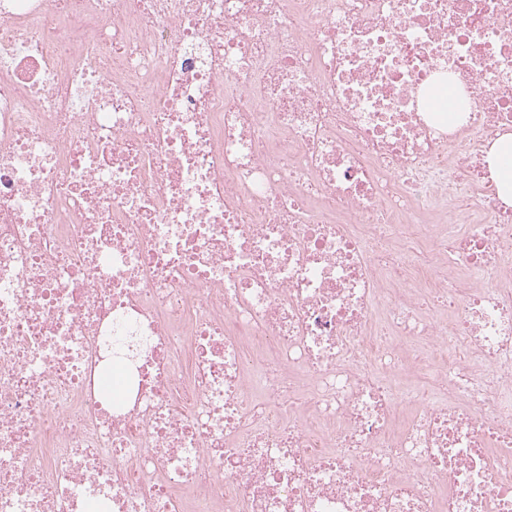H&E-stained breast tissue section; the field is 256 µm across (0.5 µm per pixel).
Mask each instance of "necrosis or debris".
I'll list each match as a JSON object with an SVG mask.
<instances>
[{
  "label": "necrosis or debris",
  "instance_id": "4bbe7bcc",
  "mask_svg": "<svg viewBox=\"0 0 512 512\" xmlns=\"http://www.w3.org/2000/svg\"><path fill=\"white\" fill-rule=\"evenodd\" d=\"M511 131L512 0H0V512H512ZM488 162L493 179L501 190V200L512 205V134L502 136L492 147Z\"/></svg>",
  "mask_w": 512,
  "mask_h": 512
}]
</instances>
